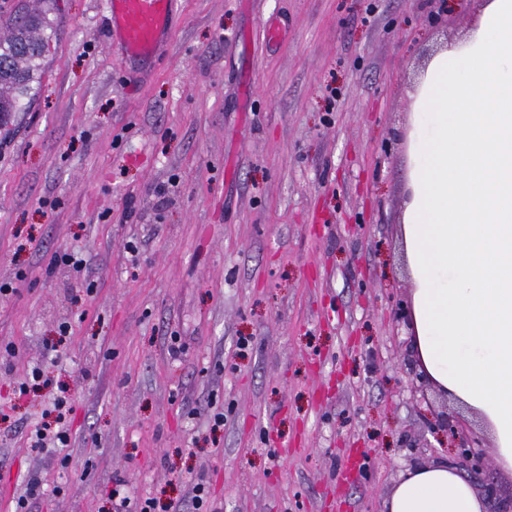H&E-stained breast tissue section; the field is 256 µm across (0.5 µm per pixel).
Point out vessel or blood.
Wrapping results in <instances>:
<instances>
[{
    "mask_svg": "<svg viewBox=\"0 0 512 512\" xmlns=\"http://www.w3.org/2000/svg\"><path fill=\"white\" fill-rule=\"evenodd\" d=\"M176 5L177 0H109L112 39L129 62L151 60L160 51Z\"/></svg>",
    "mask_w": 512,
    "mask_h": 512,
    "instance_id": "1",
    "label": "vessel or blood"
}]
</instances>
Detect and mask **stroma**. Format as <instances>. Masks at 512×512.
Returning a JSON list of instances; mask_svg holds the SVG:
<instances>
[{
	"label": "stroma",
	"instance_id": "obj_1",
	"mask_svg": "<svg viewBox=\"0 0 512 512\" xmlns=\"http://www.w3.org/2000/svg\"><path fill=\"white\" fill-rule=\"evenodd\" d=\"M480 7L180 0L134 65L107 0H0L50 38L0 127V512L33 477L31 512H112L119 478L185 512L199 480L219 512H381L447 454L436 413L489 449L475 414L410 390L400 233L416 78ZM72 251L85 271L50 267ZM33 366L52 384L19 394ZM61 386L70 442L33 450Z\"/></svg>",
	"mask_w": 512,
	"mask_h": 512
}]
</instances>
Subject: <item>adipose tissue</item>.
Returning <instances> with one entry per match:
<instances>
[{
	"label": "adipose tissue",
	"instance_id": "adipose-tissue-1",
	"mask_svg": "<svg viewBox=\"0 0 512 512\" xmlns=\"http://www.w3.org/2000/svg\"><path fill=\"white\" fill-rule=\"evenodd\" d=\"M401 235L411 349L426 379L481 419L512 476V0H483L413 93ZM383 512H487L447 457L405 469Z\"/></svg>",
	"mask_w": 512,
	"mask_h": 512
}]
</instances>
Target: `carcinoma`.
Instances as JSON below:
<instances>
[{
    "label": "carcinoma",
    "instance_id": "obj_1",
    "mask_svg": "<svg viewBox=\"0 0 512 512\" xmlns=\"http://www.w3.org/2000/svg\"><path fill=\"white\" fill-rule=\"evenodd\" d=\"M0 26L9 35L0 40V76L7 79L0 93V121L11 113L26 109L23 100L29 94L32 78V61L46 49L48 39L37 34L41 21L36 15L0 16Z\"/></svg>",
    "mask_w": 512,
    "mask_h": 512
}]
</instances>
